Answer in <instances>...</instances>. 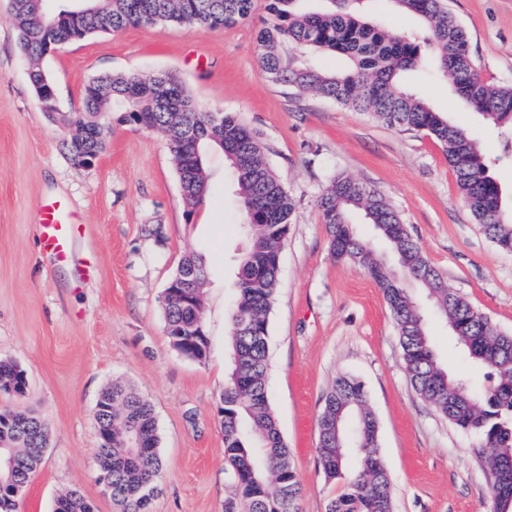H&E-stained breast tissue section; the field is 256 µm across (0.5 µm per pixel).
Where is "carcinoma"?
Here are the masks:
<instances>
[{
    "mask_svg": "<svg viewBox=\"0 0 512 512\" xmlns=\"http://www.w3.org/2000/svg\"><path fill=\"white\" fill-rule=\"evenodd\" d=\"M257 0H83L54 15L43 0H11L18 22V43L30 62L31 82L46 75L40 62L47 33L59 44L110 33L127 26L191 25L221 30L249 18ZM267 19L257 34L261 67L273 83L298 96L305 94L336 105L369 112L402 132L424 133L444 149L458 188L475 222L501 250L512 252V204L490 175L492 157L466 130L434 111L423 96L401 83L403 72L424 63L422 46H434L435 73L451 83L456 95L487 122L512 133V86H494L476 72L466 29L448 10L445 0H389L398 10L416 15L424 33L391 36L368 20V0H263ZM335 52L348 63L340 72L327 71L311 56ZM104 112H119V121L139 122L170 134L175 124L192 127L201 140L198 157L185 158L169 142L172 162L186 191L183 203L190 216L205 201L209 177L205 155L218 147L232 166L236 194L246 215L249 239L231 284L229 314L231 366L220 395L224 456L232 495L224 512H298L301 483L290 465L289 448L273 415L266 376L269 365V323L279 275L280 248L287 238L294 201L265 158L267 145L233 113H223L224 126L212 121L211 110L172 73L102 75L82 90V109L56 119L89 131L63 147L81 166L100 155L111 138ZM332 254L366 271L381 288L396 323L407 376L414 392L456 428L479 435L487 448L482 458L499 512L496 476L512 466V333L500 330L485 314L451 288L424 256L400 215L375 187L343 174H333L317 201ZM357 211L373 225L395 259L386 257L359 236L349 216ZM422 291L436 315L448 326L463 354L487 370L489 386L474 393L465 380L452 375L436 358L423 310L415 291ZM164 323L189 321L176 299L162 306ZM202 344L183 337L186 352L199 358L209 353L208 330ZM27 375L16 363L0 361V393L25 395ZM95 431L112 425V446L96 443L98 469L112 473V501L120 512H149L163 470L156 415L151 403L132 388L114 383L98 398ZM318 457L326 480L342 485L326 512H393L391 480L379 452L378 426L368 407L363 384L339 376L323 398ZM45 425L38 419L22 423L9 409H0V442L12 446L16 467L12 480L31 482L43 456L32 449L30 436L42 445ZM140 436L149 453L137 457L130 448ZM55 512H93L77 491L57 501Z\"/></svg>",
    "mask_w": 512,
    "mask_h": 512,
    "instance_id": "1",
    "label": "carcinoma"
}]
</instances>
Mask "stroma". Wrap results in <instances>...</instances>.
Masks as SVG:
<instances>
[{"instance_id":"35a3bbf8","label":"stroma","mask_w":512,"mask_h":512,"mask_svg":"<svg viewBox=\"0 0 512 512\" xmlns=\"http://www.w3.org/2000/svg\"><path fill=\"white\" fill-rule=\"evenodd\" d=\"M466 29L483 78L512 85V0H447ZM265 12L211 31L185 25L130 26L63 45L41 62L60 107L73 112L93 77L175 72L201 105L233 112L267 143V159L295 200L280 251L270 317L269 400L301 482L299 512H325L341 488L326 482L318 454L322 397L336 377L360 380L378 423L394 512H491L481 438L457 430L419 399L406 376L391 312L363 270L334 259L316 201L338 171L379 189L450 288L512 333V252L475 224L443 148L366 112L294 97L268 80L256 36ZM31 66L18 45L9 0H0V360L27 372L24 398L0 408L37 415L49 442L19 512H52L80 491L94 512H116L98 481L94 409L115 381L153 406L163 471L151 512H224L231 486L218 416L228 359L229 288L247 237L243 209L221 150L207 154L211 189L186 216L167 138L113 122L94 166L74 165L69 129L38 105ZM431 107L492 154L502 143L443 81L425 69L403 76ZM61 198L78 223L68 257L39 239L36 206ZM204 255L203 316L210 352L195 361L165 334L161 294L181 259ZM432 345L475 391L484 370L469 363L424 304Z\"/></svg>"}]
</instances>
